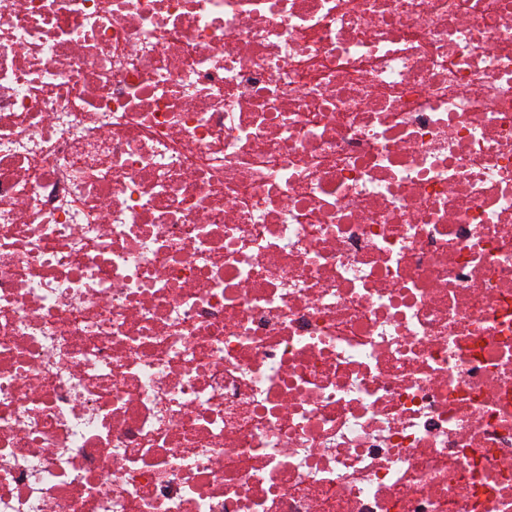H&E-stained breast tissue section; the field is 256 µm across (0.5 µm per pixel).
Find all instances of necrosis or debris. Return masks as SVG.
Returning a JSON list of instances; mask_svg holds the SVG:
<instances>
[{
    "label": "necrosis or debris",
    "mask_w": 512,
    "mask_h": 512,
    "mask_svg": "<svg viewBox=\"0 0 512 512\" xmlns=\"http://www.w3.org/2000/svg\"><path fill=\"white\" fill-rule=\"evenodd\" d=\"M0 512H512V0H0Z\"/></svg>",
    "instance_id": "obj_1"
}]
</instances>
